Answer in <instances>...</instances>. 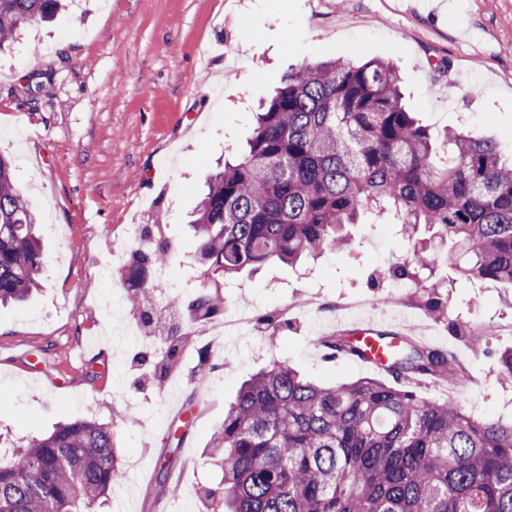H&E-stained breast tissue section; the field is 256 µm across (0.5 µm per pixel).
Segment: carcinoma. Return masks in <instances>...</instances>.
Segmentation results:
<instances>
[{"label": "carcinoma", "mask_w": 512, "mask_h": 512, "mask_svg": "<svg viewBox=\"0 0 512 512\" xmlns=\"http://www.w3.org/2000/svg\"><path fill=\"white\" fill-rule=\"evenodd\" d=\"M61 0H0V47L26 25L52 19ZM370 211L407 237L425 225L457 271L512 284V159L476 130L434 133L403 102L388 62L344 59L283 75L258 113L246 152L209 178L192 221L204 277L293 264L349 245L344 228ZM35 222L0 155V305L26 299L44 258ZM170 246L132 251L124 272L134 293L166 264ZM433 263L422 246L371 280L410 279L421 307L475 347V334L449 316L448 296L419 272ZM191 312L221 313L199 293ZM358 357L347 337L325 341ZM502 380L512 349L489 351ZM395 383L366 376L338 386L308 381L286 362L240 387L215 444L224 491L220 512H512V422L475 418L452 400H430L398 384L464 372L451 352L397 337L386 365ZM117 469L112 427L92 420L57 426L0 463V512H97Z\"/></svg>", "instance_id": "cac0c4a2"}]
</instances>
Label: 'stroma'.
I'll return each instance as SVG.
<instances>
[{"label":"stroma","instance_id":"stroma-1","mask_svg":"<svg viewBox=\"0 0 512 512\" xmlns=\"http://www.w3.org/2000/svg\"><path fill=\"white\" fill-rule=\"evenodd\" d=\"M338 58L393 63L422 125L476 128L512 155V0H67L0 53V155L38 219L46 260L38 290L0 307V445L61 422H108L119 472L104 512H205L207 491L224 485L212 447L241 383L281 361L327 386L365 376L319 347L364 322L412 327L454 353L467 384L425 383L422 393L512 419V383L489 357L426 314L410 282H371L408 245L369 215L349 226L352 248L245 271L220 288L223 338L190 321L203 269L189 222L207 178L242 152L288 69ZM136 224L164 225L172 243L168 279L150 288L142 314L121 278ZM432 276L447 283L459 321L491 326L490 348H512L511 286L444 262ZM175 330L191 336L169 371ZM32 351L41 373L26 368ZM57 378L67 386L53 388ZM171 453L177 463L156 486V462Z\"/></svg>","mask_w":512,"mask_h":512}]
</instances>
